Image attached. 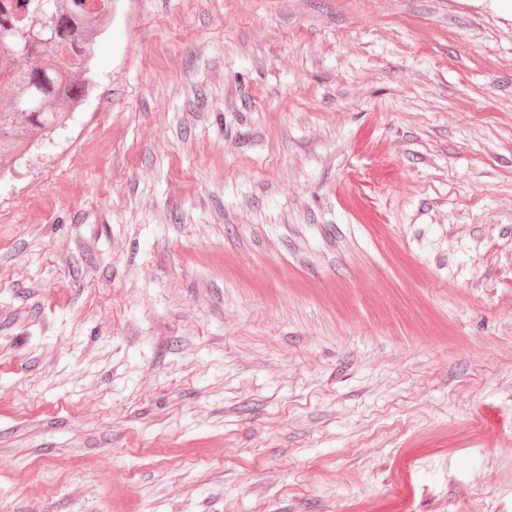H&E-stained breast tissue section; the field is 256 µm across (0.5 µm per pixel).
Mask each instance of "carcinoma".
<instances>
[{
	"label": "carcinoma",
	"instance_id": "1",
	"mask_svg": "<svg viewBox=\"0 0 512 512\" xmlns=\"http://www.w3.org/2000/svg\"><path fill=\"white\" fill-rule=\"evenodd\" d=\"M111 15L112 0H0V33L26 43L21 56L0 50V83L13 90L11 105L0 108L1 159L35 132L54 133L85 99L92 46ZM45 25L54 42L30 38Z\"/></svg>",
	"mask_w": 512,
	"mask_h": 512
}]
</instances>
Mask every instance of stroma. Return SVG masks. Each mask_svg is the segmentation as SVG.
<instances>
[{"label":"stroma","mask_w":512,"mask_h":512,"mask_svg":"<svg viewBox=\"0 0 512 512\" xmlns=\"http://www.w3.org/2000/svg\"><path fill=\"white\" fill-rule=\"evenodd\" d=\"M0 178V512H512V13L112 0Z\"/></svg>","instance_id":"35a3bbf8"}]
</instances>
